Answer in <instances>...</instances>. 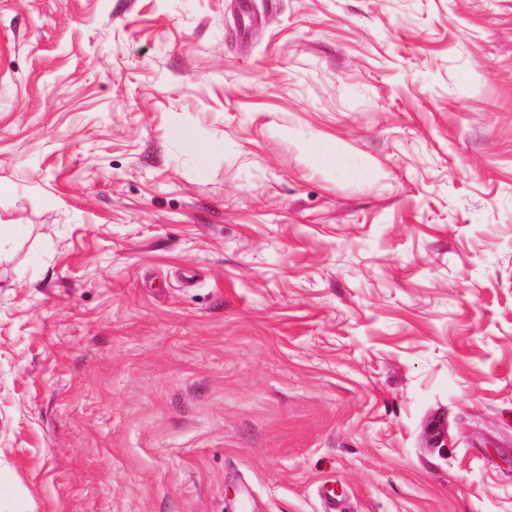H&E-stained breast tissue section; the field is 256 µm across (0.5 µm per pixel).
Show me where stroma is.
Here are the masks:
<instances>
[{
    "label": "stroma",
    "mask_w": 512,
    "mask_h": 512,
    "mask_svg": "<svg viewBox=\"0 0 512 512\" xmlns=\"http://www.w3.org/2000/svg\"><path fill=\"white\" fill-rule=\"evenodd\" d=\"M0 0V512H512V0Z\"/></svg>",
    "instance_id": "stroma-1"
}]
</instances>
